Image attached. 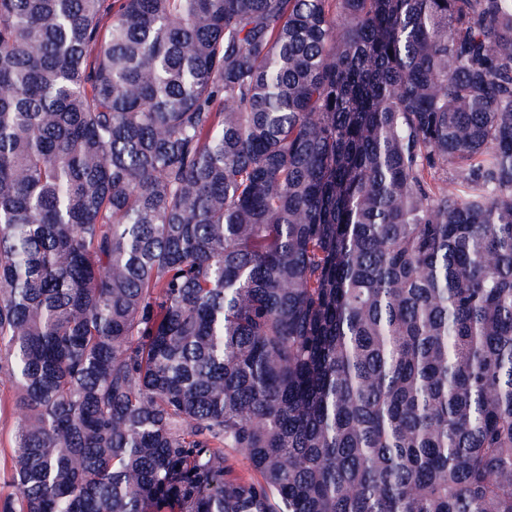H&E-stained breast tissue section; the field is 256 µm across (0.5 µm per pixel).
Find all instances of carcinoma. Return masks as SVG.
Wrapping results in <instances>:
<instances>
[{
  "mask_svg": "<svg viewBox=\"0 0 512 512\" xmlns=\"http://www.w3.org/2000/svg\"><path fill=\"white\" fill-rule=\"evenodd\" d=\"M0 360L3 512H512V0H0ZM16 390L7 374L0 371V512L3 501L15 496L11 480L12 435L23 412L15 406Z\"/></svg>",
  "mask_w": 512,
  "mask_h": 512,
  "instance_id": "obj_1",
  "label": "carcinoma"
}]
</instances>
